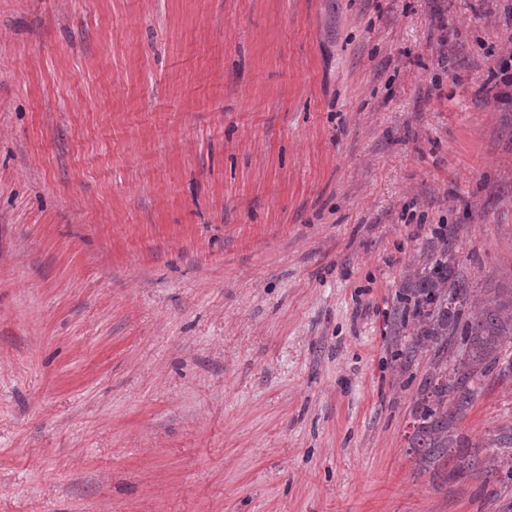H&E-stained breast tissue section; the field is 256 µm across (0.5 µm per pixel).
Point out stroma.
I'll return each mask as SVG.
<instances>
[{
    "label": "stroma",
    "mask_w": 512,
    "mask_h": 512,
    "mask_svg": "<svg viewBox=\"0 0 512 512\" xmlns=\"http://www.w3.org/2000/svg\"><path fill=\"white\" fill-rule=\"evenodd\" d=\"M510 47L501 0H0V512H512L411 453L396 310L441 224L512 287Z\"/></svg>",
    "instance_id": "1"
}]
</instances>
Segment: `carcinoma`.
<instances>
[{"label":"carcinoma","instance_id":"carcinoma-1","mask_svg":"<svg viewBox=\"0 0 512 512\" xmlns=\"http://www.w3.org/2000/svg\"><path fill=\"white\" fill-rule=\"evenodd\" d=\"M437 244L423 268L405 276L398 294L401 321L412 320L407 355L421 347L434 349V361L424 377L413 414L411 447L425 465H453L459 474L482 475L484 483L506 474L512 477V436L502 437L497 459L484 460L479 446L458 431L472 405L477 386L494 370L505 374L507 338H512V288L499 289L477 302L448 234L436 233ZM457 359L448 365V351Z\"/></svg>","mask_w":512,"mask_h":512}]
</instances>
